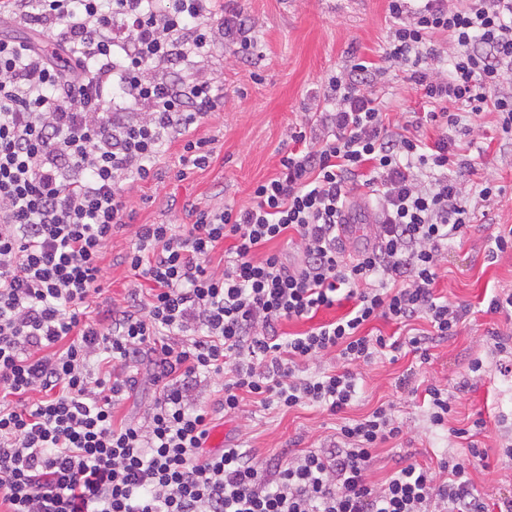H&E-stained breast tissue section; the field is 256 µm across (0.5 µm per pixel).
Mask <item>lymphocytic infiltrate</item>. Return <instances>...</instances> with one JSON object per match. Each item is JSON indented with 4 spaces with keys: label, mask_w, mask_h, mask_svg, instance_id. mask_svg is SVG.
<instances>
[{
    "label": "lymphocytic infiltrate",
    "mask_w": 512,
    "mask_h": 512,
    "mask_svg": "<svg viewBox=\"0 0 512 512\" xmlns=\"http://www.w3.org/2000/svg\"><path fill=\"white\" fill-rule=\"evenodd\" d=\"M220 0H0V21L32 30L0 36V512H512L489 507L470 478L485 449L471 440L483 419L454 429L469 459L437 467L398 458L371 478L376 448L402 426L390 406L342 422L332 445L260 461L234 444L204 454L215 414L245 395L290 410L345 413L359 363L409 346L428 362L429 335H455L470 308L435 291L441 250L474 211L460 175L470 167L452 136L458 111L492 107L512 137V0H387L393 21L376 62L330 76L311 131L259 183L251 206L190 208L188 224H133L130 180L163 173L165 145L182 144L179 177L208 166L197 134L219 111L213 80L178 79L171 65L207 55L216 38L231 54L254 47ZM448 38L447 73H432L435 35ZM398 68L429 105L424 142L390 128L371 92ZM376 200L377 246L350 253L338 238L356 187ZM133 229L124 261L127 305L89 314L103 293V253L114 230ZM285 240L293 257L272 252ZM348 312L313 320L337 299ZM432 334L400 342L368 332L376 320ZM334 369L300 366L325 356ZM150 361L154 402L140 420H117ZM221 396L191 406L200 376ZM348 308L349 306L345 301H342L341 304L336 303V305L333 306L332 308L320 311L314 317L313 320L284 322L280 326V332L284 334H295L304 332L308 330L310 327L314 326L315 324H319L323 321H328L343 316L347 312Z\"/></svg>",
    "instance_id": "1"
}]
</instances>
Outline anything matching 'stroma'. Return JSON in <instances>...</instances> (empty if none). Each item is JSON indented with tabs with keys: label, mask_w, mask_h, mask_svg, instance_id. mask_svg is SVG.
<instances>
[{
	"label": "stroma",
	"mask_w": 512,
	"mask_h": 512,
	"mask_svg": "<svg viewBox=\"0 0 512 512\" xmlns=\"http://www.w3.org/2000/svg\"><path fill=\"white\" fill-rule=\"evenodd\" d=\"M228 11L242 13L252 24L257 44L253 56L241 59L222 45L205 57H193L175 66L185 80L199 73L213 78L224 104L199 128L213 140L208 167L194 170L186 179L176 176L182 153L172 143L161 179L137 181L129 191V205L138 224H188L192 218L185 203L202 208L253 203V189L279 171L280 157L291 149L290 135L309 129L327 77L347 70L357 60L378 61L389 33L385 0H224ZM381 100L391 122L405 123L422 111L424 101L403 72L392 70L371 88ZM473 124L470 137L484 146L473 170L463 172L466 188L478 191L489 179L502 186L500 197L477 205L474 220L462 237L449 241L443 251L438 294L470 305L472 312L455 336L433 341L430 360L420 363L413 353L398 361L381 356L358 368L357 397L347 415L358 418L380 403L393 402V414L403 425L402 436L376 449L372 471L382 478L394 467L401 452L419 463H432L445 455L463 453L467 440L452 436L455 428L483 418L478 441L488 457L472 468L471 478L488 502L512 495V460L503 448L512 443V375H501L499 357L487 338L488 331L512 329L502 314L482 313V301L495 292L512 290V257L497 262L486 257V247L498 225L512 224V139L504 137L496 113L483 114ZM132 244L130 229L113 233L105 249L108 288L97 306H122L132 280L123 262ZM481 360L480 376L469 366ZM414 372L420 386L430 384L454 396V411L447 426H432L421 398L398 387L403 374ZM340 425L338 417L315 406L289 411L266 408L245 397L240 411L217 414L207 447L221 451L238 443L259 459L283 458L288 449L317 450L329 446Z\"/></svg>",
	"instance_id": "1"
}]
</instances>
